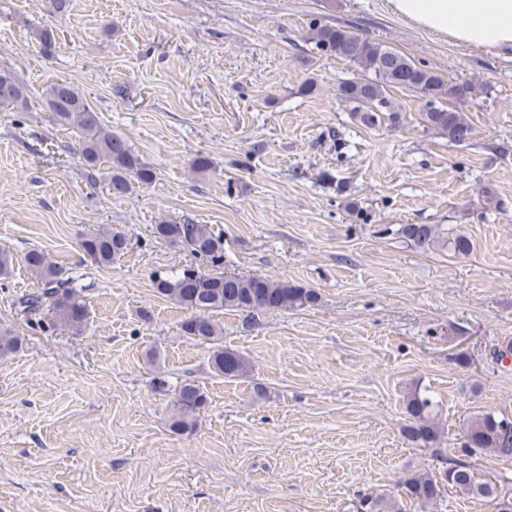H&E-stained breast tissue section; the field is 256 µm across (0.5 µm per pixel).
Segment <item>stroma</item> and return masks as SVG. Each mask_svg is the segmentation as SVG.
I'll return each instance as SVG.
<instances>
[{
	"label": "stroma",
	"mask_w": 512,
	"mask_h": 512,
	"mask_svg": "<svg viewBox=\"0 0 512 512\" xmlns=\"http://www.w3.org/2000/svg\"><path fill=\"white\" fill-rule=\"evenodd\" d=\"M314 18L488 86L467 106L469 142L424 130L409 91L392 93L399 127L356 122L338 86L359 70L310 53ZM45 24L59 38L49 56ZM0 70L29 103L0 109V248L48 253L90 311L79 333L41 330L14 305L37 280L20 262L0 279V330L24 338L0 359V512H355L358 492L401 497L408 472L459 455L474 414L512 416V360L492 356L512 343V55L449 41L387 0H71L56 15L49 0H0ZM60 79L152 184L113 196L103 167L90 187L78 133L43 96ZM164 220L214 227L226 270L314 289L317 306L216 313L224 347L249 363L217 375L181 330L188 310L153 287L154 271L192 260L154 238ZM100 224L130 239L108 267L79 244ZM405 224L473 248L415 247ZM183 381L209 403L178 436L166 422ZM414 390L439 404L427 448L404 433Z\"/></svg>",
	"instance_id": "stroma-1"
}]
</instances>
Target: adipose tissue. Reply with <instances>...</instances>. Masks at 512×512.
Masks as SVG:
<instances>
[{"label": "adipose tissue", "mask_w": 512, "mask_h": 512, "mask_svg": "<svg viewBox=\"0 0 512 512\" xmlns=\"http://www.w3.org/2000/svg\"><path fill=\"white\" fill-rule=\"evenodd\" d=\"M396 15L471 46L512 51V0H389Z\"/></svg>", "instance_id": "adipose-tissue-1"}]
</instances>
